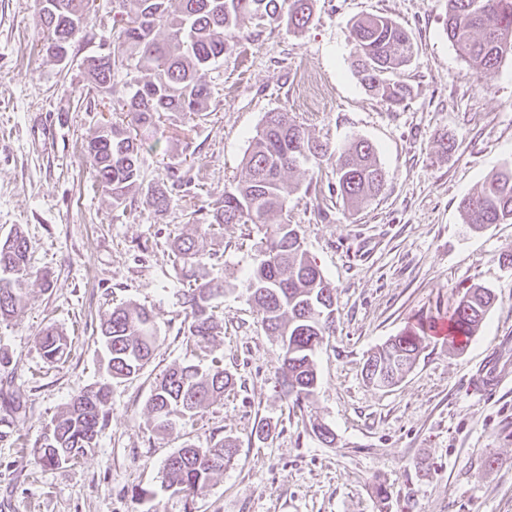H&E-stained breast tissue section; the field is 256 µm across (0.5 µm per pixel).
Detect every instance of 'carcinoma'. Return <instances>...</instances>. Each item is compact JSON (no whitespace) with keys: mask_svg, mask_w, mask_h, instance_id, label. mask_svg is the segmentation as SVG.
<instances>
[{"mask_svg":"<svg viewBox=\"0 0 512 512\" xmlns=\"http://www.w3.org/2000/svg\"><path fill=\"white\" fill-rule=\"evenodd\" d=\"M37 8V27L47 50L67 39L74 43L86 27L88 0H44ZM121 26L101 34L117 47L85 59L92 84L118 94L119 107L111 121L86 141L91 173L99 186L120 204L142 188V157L166 137V122L175 115L191 120L206 116L213 96L209 73L224 55L232 53L245 22L279 24L302 30L310 22L313 0H131ZM445 32L448 41L478 76L487 77L504 55L512 54V0H448ZM355 55L352 67L363 87L402 105L406 85L392 79L407 66L415 45L399 23L384 15H367L349 28ZM130 77L116 92L114 77ZM324 158L334 161L337 190L351 206L363 203L383 188L387 174L374 146L358 138L342 150L314 139L286 112H268L251 138L243 157L245 176L224 188V198L202 214L200 233L179 234L170 244L173 264L187 279L180 289L185 310L186 344L210 352L219 325L212 300L229 289L224 270L208 263L212 254L207 237L226 224L253 225L261 234L256 243L259 265L243 288L246 301L260 318L263 330L279 339L282 391L297 406L317 387L313 355L336 330L334 286L304 249L296 226L275 221L297 189L293 173H308L306 165ZM192 178L182 162L168 164L162 185L147 189V202L158 210L177 206L190 196ZM465 223L472 228L512 222V167L488 178L461 202ZM30 272V244L19 229L0 239V321L21 310ZM494 303L492 292L481 286L467 289L457 299L448 325V346L462 352L476 335ZM433 325H421L393 336L364 363L366 378L377 387L396 384L409 372L428 340ZM98 335L107 350V369L114 379L139 375L156 350V329L149 310L122 304L100 321ZM44 356L59 360L67 342L47 328L39 340ZM235 379L223 359L210 363H175L154 382L146 409L153 430L179 433L198 410L224 398ZM111 390L90 386L75 393L53 417L50 430L35 442L39 460L60 465L76 462L95 447L108 425ZM237 448L220 439L202 448L185 442L167 457L163 480L172 493L189 500L201 492L213 475L234 459Z\"/></svg>","mask_w":512,"mask_h":512,"instance_id":"obj_1","label":"carcinoma"}]
</instances>
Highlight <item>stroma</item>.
Segmentation results:
<instances>
[{"label":"stroma","instance_id":"obj_1","mask_svg":"<svg viewBox=\"0 0 512 512\" xmlns=\"http://www.w3.org/2000/svg\"><path fill=\"white\" fill-rule=\"evenodd\" d=\"M36 0H0V237L21 229L31 243L24 306L0 322V512H512V223L474 232L460 211L512 165V56L486 78L472 74L445 34L448 0H316L307 27L246 24L245 36L211 73L209 114L173 119L167 140L145 154L148 181L186 160L193 206L224 195L266 113L287 112L309 134L344 149L370 141L387 173L381 193L351 209L328 163L294 174L299 188L282 221L333 284L336 332L315 353L318 386L307 408L283 397L279 346L239 287L258 263L254 229L228 224L211 242L232 283L217 301L224 332L212 352L236 385L177 435L152 430L151 385L190 356L181 328L183 277L168 253L195 233L189 210L158 212L143 194L122 205L94 183L82 144L101 121V94L84 60L103 53L119 0H97L68 64L45 50ZM379 14L416 44L396 78L411 95L394 107L366 91L351 62L352 20ZM55 125L49 145L37 121ZM49 273L50 286L39 275ZM496 299L463 353L430 337L392 388L362 368L390 337L443 321L467 288ZM151 310L157 350L139 376L112 379L97 327L112 306ZM55 328L65 356L45 359L39 338ZM509 377L493 396L470 378L490 350ZM112 389L110 421L75 464L43 465L33 452L46 425L77 391ZM336 435L323 444L312 423ZM229 439L238 452L193 501L162 485L165 459L190 441Z\"/></svg>","mask_w":512,"mask_h":512}]
</instances>
